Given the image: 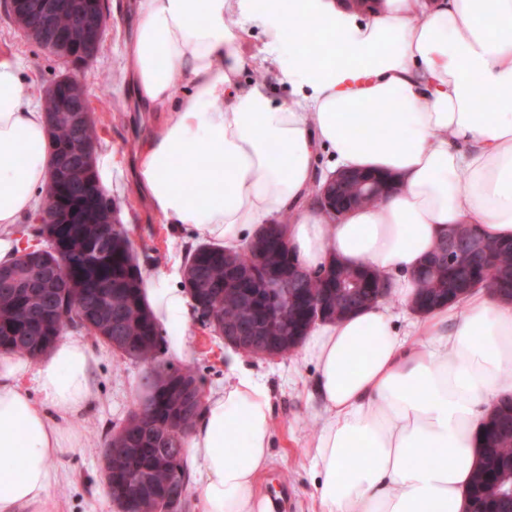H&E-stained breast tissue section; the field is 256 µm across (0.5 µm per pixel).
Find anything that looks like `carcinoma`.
Wrapping results in <instances>:
<instances>
[{
  "label": "carcinoma",
  "mask_w": 512,
  "mask_h": 512,
  "mask_svg": "<svg viewBox=\"0 0 512 512\" xmlns=\"http://www.w3.org/2000/svg\"><path fill=\"white\" fill-rule=\"evenodd\" d=\"M78 0H68V6L48 19L39 14L25 16L26 26L45 24L67 28L69 16ZM74 139L99 144L96 125L89 120L73 129L60 122L55 125L53 153L58 169L66 162L65 146ZM89 191L74 181V201L88 197L96 209L109 210L112 199L94 186L93 175H87ZM61 183L48 182L44 189L47 211L38 222L27 227L34 240L14 262L0 272V352L25 355L36 359L55 345L64 331L61 318L68 317L69 327L85 331L95 341L115 352L122 362L149 364L157 377L169 385L170 391H160L145 411L132 412L119 428L123 447L128 453L112 454V437L103 448L104 472L107 483L127 487L132 495L120 512H155L157 499L172 487L189 484L185 460L184 439H175L170 429H191L201 409H186L178 399V387L197 380L188 367H177L162 354L163 337L147 309L139 280L141 269L125 225H119L117 241L107 247L93 242V224H55L56 203ZM50 234L71 249L89 248L87 256L73 260L70 276L62 278L53 265L32 262L29 257L51 248L45 239ZM488 253L476 255L464 267L448 268L428 260L418 272L419 288L414 301L417 310L426 314L477 284L492 287L506 301H512V241H485ZM186 288L194 300V308L206 316L211 313L224 317V323L250 340L252 350L267 346L270 333L279 325H288L289 349L296 347L306 322L294 318L293 306L283 307L269 317L254 312L237 288L231 284L235 271L252 279L262 280L248 249L227 255L214 244H201L185 257ZM332 281L318 276L306 279L303 297L307 304L316 305L330 292ZM512 400L501 402L486 423L480 448V461L472 474L468 497L474 512H512Z\"/></svg>",
  "instance_id": "carcinoma-1"
}]
</instances>
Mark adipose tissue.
Here are the masks:
<instances>
[{
	"instance_id": "ef3b65f1",
	"label": "adipose tissue",
	"mask_w": 512,
	"mask_h": 512,
	"mask_svg": "<svg viewBox=\"0 0 512 512\" xmlns=\"http://www.w3.org/2000/svg\"><path fill=\"white\" fill-rule=\"evenodd\" d=\"M252 26L288 102L237 83L255 65L242 48ZM125 54L138 101L164 115L135 171L153 212L229 252L290 212L284 235L304 270L372 267L399 305L323 323L303 342L323 406L307 447L319 512H468L484 422L512 397V302L486 288L416 317L413 274L459 225L512 240V0H385L369 13L343 0H141ZM360 125L375 144L353 135ZM50 169L45 114L20 64L1 57L0 262L22 250ZM348 170L400 188L332 222L315 189ZM141 288L183 356L194 309L179 265L144 273ZM100 358L77 339L35 364L0 355V512H58L51 490L85 436ZM228 370L185 441L199 512H270L256 485L271 462V396L238 359Z\"/></svg>"
}]
</instances>
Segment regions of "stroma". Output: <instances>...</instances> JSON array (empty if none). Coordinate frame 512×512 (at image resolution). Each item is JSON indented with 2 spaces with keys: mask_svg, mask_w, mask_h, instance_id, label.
<instances>
[{
  "mask_svg": "<svg viewBox=\"0 0 512 512\" xmlns=\"http://www.w3.org/2000/svg\"><path fill=\"white\" fill-rule=\"evenodd\" d=\"M130 4L131 0H106L109 19L105 38L97 56L77 79L89 96L91 116L101 138L98 154L114 159L116 178L124 185L123 194L112 198L117 220L129 228L139 263L149 270L184 258L190 246L179 230L142 208L133 186L140 143L161 123L162 115L141 107L124 77L125 42L132 26ZM0 56L23 66L39 99L67 73L61 60L24 35L1 4ZM105 72L112 75L111 101L107 104L102 101L100 87ZM185 339L183 366L197 373L205 394L221 389L229 376V347L196 320ZM242 361L266 382L274 404L273 463L261 478L259 490L275 501L288 502L287 512H315L314 478L305 455L320 425L321 403L312 393L314 370L297 354L275 359L246 355ZM141 374V365L119 364L111 352L99 364L95 381L100 399L82 418L84 442L60 465L55 494L63 512H118L107 493L103 462L95 444L119 429L136 406Z\"/></svg>",
  "mask_w": 512,
  "mask_h": 512,
  "instance_id": "35a3bbf8",
  "label": "stroma"
}]
</instances>
